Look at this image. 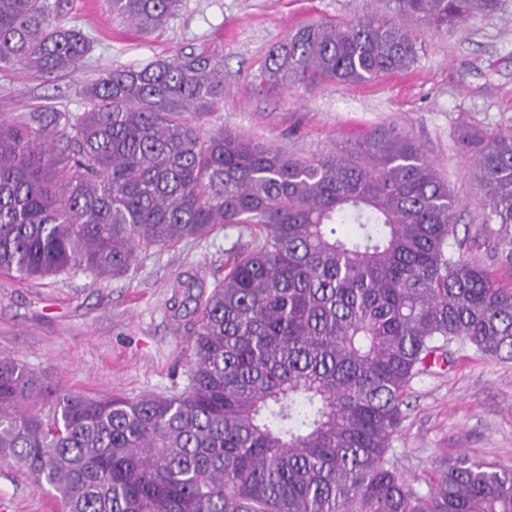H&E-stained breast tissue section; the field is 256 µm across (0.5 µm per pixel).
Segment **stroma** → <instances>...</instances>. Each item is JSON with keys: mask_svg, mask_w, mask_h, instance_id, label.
<instances>
[{"mask_svg": "<svg viewBox=\"0 0 512 512\" xmlns=\"http://www.w3.org/2000/svg\"><path fill=\"white\" fill-rule=\"evenodd\" d=\"M395 0H182L162 27L142 34L113 18L104 0H59L58 21L81 29L90 52L45 74L0 68V115L84 108L82 91L104 71L195 53L224 65V101L202 120L301 157L345 152L394 128L420 145L453 191L461 224L478 229L488 202L460 133H512V0L492 18L421 29L407 71L314 90L266 82L267 56L313 23L394 15ZM252 241L238 224L167 249L143 251L121 278L82 272L37 279L0 274V354L86 396L134 399L183 392L193 301L176 280L211 291L224 263ZM390 450L406 476L460 452L512 469V361L456 342L447 363L414 379ZM0 512H60L52 494L0 460Z\"/></svg>", "mask_w": 512, "mask_h": 512, "instance_id": "obj_1", "label": "stroma"}]
</instances>
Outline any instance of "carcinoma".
Wrapping results in <instances>:
<instances>
[{"label": "carcinoma", "mask_w": 512, "mask_h": 512, "mask_svg": "<svg viewBox=\"0 0 512 512\" xmlns=\"http://www.w3.org/2000/svg\"><path fill=\"white\" fill-rule=\"evenodd\" d=\"M154 29L180 0H106ZM311 24L269 56L267 81L315 88L407 68L420 27L492 15L499 0H398ZM90 48L47 0H0V67L51 74ZM221 62L193 53L111 70L81 112L0 119V272L126 274L147 248L241 224L254 245L195 297L187 389L87 397L0 355V459L63 512H512V470L462 453L409 482L389 455L412 381L454 342L512 360V134L467 131L489 212L464 256L455 199L396 129L301 158L202 132ZM348 226L350 231L339 233Z\"/></svg>", "instance_id": "carcinoma-1"}]
</instances>
